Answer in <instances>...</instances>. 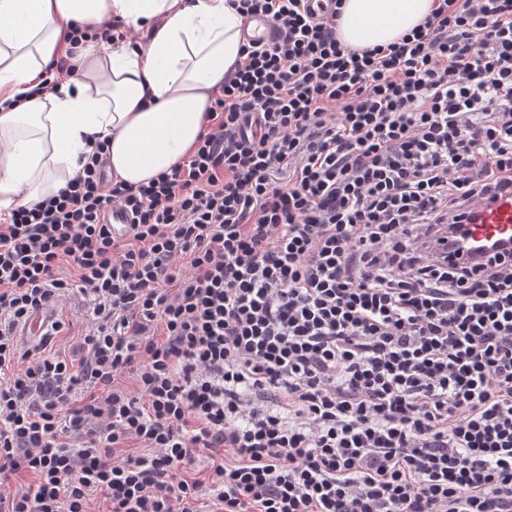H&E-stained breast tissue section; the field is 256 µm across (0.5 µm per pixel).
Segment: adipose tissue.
Returning a JSON list of instances; mask_svg holds the SVG:
<instances>
[{
	"label": "adipose tissue",
	"instance_id": "adipose-tissue-1",
	"mask_svg": "<svg viewBox=\"0 0 512 512\" xmlns=\"http://www.w3.org/2000/svg\"><path fill=\"white\" fill-rule=\"evenodd\" d=\"M431 9L432 0H345L339 35L385 45ZM114 18L150 39L69 45L71 28ZM243 29L228 0H0V218L56 195L95 140L115 180L137 186L170 172L205 130L212 89L241 60ZM67 54L75 77L36 93Z\"/></svg>",
	"mask_w": 512,
	"mask_h": 512
}]
</instances>
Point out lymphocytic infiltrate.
<instances>
[{
  "label": "lymphocytic infiltrate",
  "instance_id": "f902f5d3",
  "mask_svg": "<svg viewBox=\"0 0 512 512\" xmlns=\"http://www.w3.org/2000/svg\"><path fill=\"white\" fill-rule=\"evenodd\" d=\"M343 2L231 0L280 36L187 159L130 186L96 145L0 224V512H512V255L446 234L512 189V0L371 48ZM73 291L81 359L21 350ZM56 316V312L51 308H46L30 315L25 322L22 323V326L19 328V335L16 336L22 349L30 350L34 355L38 356L39 354L35 348L28 349L22 346L19 337H22L23 342L27 346L39 345L51 325L57 320Z\"/></svg>",
  "mask_w": 512,
  "mask_h": 512
}]
</instances>
